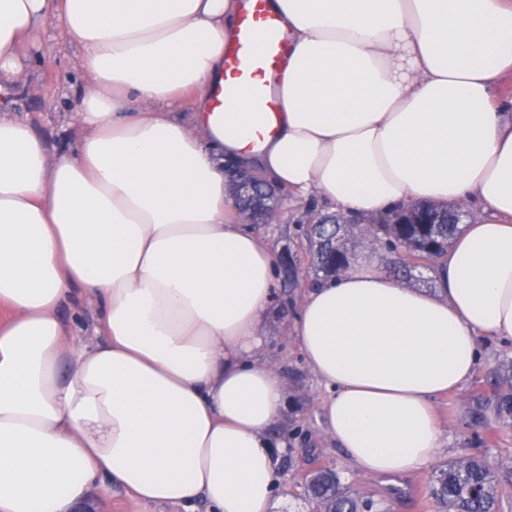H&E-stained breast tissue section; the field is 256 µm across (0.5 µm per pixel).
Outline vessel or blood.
I'll return each instance as SVG.
<instances>
[{
	"mask_svg": "<svg viewBox=\"0 0 512 512\" xmlns=\"http://www.w3.org/2000/svg\"><path fill=\"white\" fill-rule=\"evenodd\" d=\"M247 8L224 54V81L213 87L215 111H223L226 99L246 91L255 111L279 112L278 78L287 56L288 41L267 0H246Z\"/></svg>",
	"mask_w": 512,
	"mask_h": 512,
	"instance_id": "vessel-or-blood-1",
	"label": "vessel or blood"
}]
</instances>
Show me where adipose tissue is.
Segmentation results:
<instances>
[{"label": "adipose tissue", "mask_w": 512, "mask_h": 512, "mask_svg": "<svg viewBox=\"0 0 512 512\" xmlns=\"http://www.w3.org/2000/svg\"><path fill=\"white\" fill-rule=\"evenodd\" d=\"M288 37L275 131L218 112L242 0H0V98L47 24L78 52L65 152L0 115V512H74L96 481L155 505L275 512L286 383L257 358L278 259L225 164L362 223L410 203L466 221L414 288L365 255L287 326L357 472L440 445L436 397L512 341V0H269ZM193 110H182L185 97ZM94 316L71 343L84 306Z\"/></svg>", "instance_id": "1"}]
</instances>
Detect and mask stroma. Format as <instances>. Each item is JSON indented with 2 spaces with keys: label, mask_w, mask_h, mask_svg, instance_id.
<instances>
[{
  "label": "stroma",
  "mask_w": 512,
  "mask_h": 512,
  "mask_svg": "<svg viewBox=\"0 0 512 512\" xmlns=\"http://www.w3.org/2000/svg\"><path fill=\"white\" fill-rule=\"evenodd\" d=\"M78 79V58L75 49L59 42L53 35H46L42 56L37 70L28 79L27 90L16 98L12 110L28 120L34 132L51 151L66 149L77 132L68 126L65 114L70 108L62 89L67 82ZM306 215L294 208H280L275 220L257 225V232L266 237L278 255L291 256L301 273H308L310 254L299 224ZM290 311L278 313L268 326V341L261 356L277 367L287 383V408L284 412L285 428L300 429L295 440L297 452L292 469L282 471L278 495L285 505L282 512H310L302 496L298 472L307 468L309 461L337 471L344 486L362 496L385 499L391 512H433L427 497V487L432 469H424L403 477L402 492H393L391 485L374 477L358 474L343 452L331 439L325 427L321 401L325 389L310 374L299 351L286 334ZM482 359L475 378L462 391L436 400L440 420L442 447L436 458L444 464L460 456L464 449L474 447L476 434L492 432L487 457L494 464H512V426L499 422L493 415L478 417L475 414V396L486 389L491 372L499 363L512 358V344L495 340L485 341ZM96 512H184L177 506L146 504L130 494L109 486H95L90 494Z\"/></svg>",
  "instance_id": "obj_1"
}]
</instances>
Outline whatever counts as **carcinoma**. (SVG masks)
Here are the masks:
<instances>
[{"mask_svg":"<svg viewBox=\"0 0 512 512\" xmlns=\"http://www.w3.org/2000/svg\"><path fill=\"white\" fill-rule=\"evenodd\" d=\"M227 189L238 208L249 219L262 209L269 211L280 203L274 194L258 195L247 183L246 173L232 175ZM433 223L418 224V207L393 211L384 219L370 224H349L342 217H331L327 224H312L307 233L315 273L325 277L339 274L356 255L345 247L347 236L357 238L360 248H383L396 255L394 275L410 278L424 264L432 265L448 249L461 226L448 223L451 207L423 205ZM493 397L477 399L482 410L495 418L512 421V359L501 365L494 378ZM512 483V469L491 465L483 449L470 448L464 454L444 463L435 472L429 487V498L436 512H502L503 488ZM301 487L313 512H379L384 502L359 497L340 488L339 476L324 468L309 472Z\"/></svg>","mask_w":512,"mask_h":512,"instance_id":"cac0c4a2","label":"carcinoma"}]
</instances>
